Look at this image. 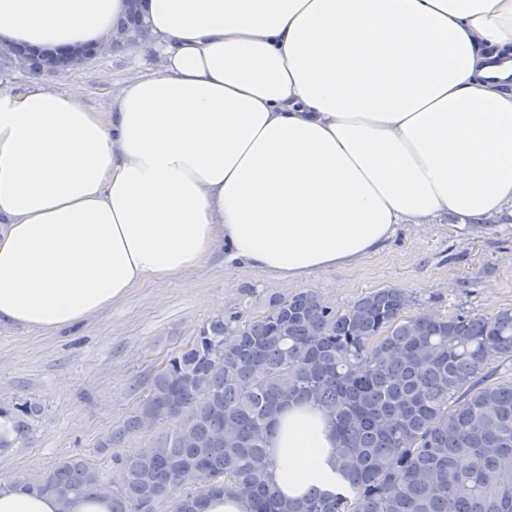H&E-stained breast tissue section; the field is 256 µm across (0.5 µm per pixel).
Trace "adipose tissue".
I'll return each mask as SVG.
<instances>
[{
	"label": "adipose tissue",
	"instance_id": "ef3b65f1",
	"mask_svg": "<svg viewBox=\"0 0 512 512\" xmlns=\"http://www.w3.org/2000/svg\"><path fill=\"white\" fill-rule=\"evenodd\" d=\"M164 52L96 112L0 89V323L54 331L216 247L295 285L398 225L512 214V0H148ZM125 0H0V44L109 37ZM280 494L336 487L310 403L277 415ZM0 489V512H111Z\"/></svg>",
	"mask_w": 512,
	"mask_h": 512
}]
</instances>
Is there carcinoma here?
Masks as SVG:
<instances>
[{"label": "carcinoma", "mask_w": 512, "mask_h": 512, "mask_svg": "<svg viewBox=\"0 0 512 512\" xmlns=\"http://www.w3.org/2000/svg\"><path fill=\"white\" fill-rule=\"evenodd\" d=\"M143 0H127L117 28L143 38ZM97 44L68 53L10 45L0 66L29 61L34 75L95 59ZM409 297L378 288L338 311L312 290L272 297L266 311L221 314L152 378L124 428L99 448L156 431L147 446L112 457L104 480L73 456L39 480L11 487L54 495L62 506L104 496L112 512H203L219 493L247 512H512V380L487 382L512 359V308L495 315L406 314ZM308 402L332 417L336 469L351 494L309 487L292 501L272 485L267 442L274 417ZM41 407L0 401V452L23 442Z\"/></svg>", "instance_id": "1"}]
</instances>
